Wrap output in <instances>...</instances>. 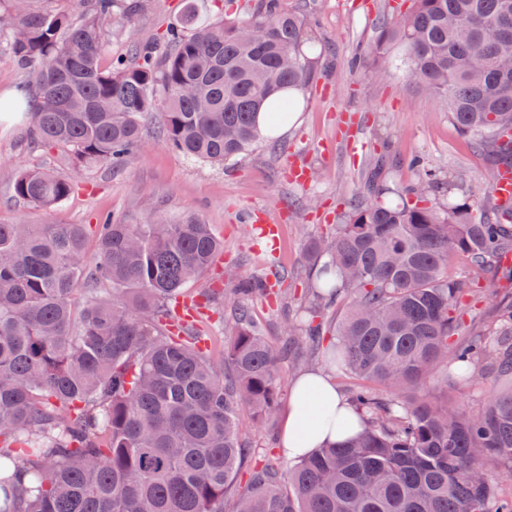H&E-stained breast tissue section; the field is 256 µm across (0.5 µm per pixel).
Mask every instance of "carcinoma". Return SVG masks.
<instances>
[{"mask_svg": "<svg viewBox=\"0 0 512 512\" xmlns=\"http://www.w3.org/2000/svg\"><path fill=\"white\" fill-rule=\"evenodd\" d=\"M37 2L0 0V52L31 73L34 140L83 167L126 165L159 102L173 148L237 161L260 144L257 114L288 120L294 91L319 75L310 18L282 0L211 21L186 0L155 46L132 43L107 69L109 25L143 0H80L78 23ZM366 52L444 98L461 133L512 164V0H409ZM381 166L333 235L308 248L317 294L306 333L326 341L315 319L341 311L327 349L361 381L350 403L364 427L343 445L255 465L236 512H512L479 463L512 473V297L495 302L492 333L459 334L464 301L498 282L512 254V201L458 199L428 168L385 199ZM72 187L50 170L21 168L13 181L43 211ZM436 193L446 202H431ZM223 251L192 211L146 224L106 215L92 261L83 224H0V512H224L248 454L238 413L272 418L285 354L231 296L220 362L203 319L182 320L184 286ZM458 260L462 272L449 273ZM475 364L496 386L484 409L415 394L435 367L453 384Z\"/></svg>", "mask_w": 512, "mask_h": 512, "instance_id": "cac0c4a2", "label": "carcinoma"}]
</instances>
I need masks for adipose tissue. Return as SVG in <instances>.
I'll list each match as a JSON object with an SVG mask.
<instances>
[{
	"mask_svg": "<svg viewBox=\"0 0 512 512\" xmlns=\"http://www.w3.org/2000/svg\"><path fill=\"white\" fill-rule=\"evenodd\" d=\"M361 423L325 371H307L291 384L280 447L288 458L312 454L359 433Z\"/></svg>",
	"mask_w": 512,
	"mask_h": 512,
	"instance_id": "adipose-tissue-1",
	"label": "adipose tissue"
}]
</instances>
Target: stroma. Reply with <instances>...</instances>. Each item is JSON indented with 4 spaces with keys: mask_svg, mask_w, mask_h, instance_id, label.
I'll return each instance as SVG.
<instances>
[{
    "mask_svg": "<svg viewBox=\"0 0 512 512\" xmlns=\"http://www.w3.org/2000/svg\"><path fill=\"white\" fill-rule=\"evenodd\" d=\"M185 0H148L147 7L108 43L100 63L127 53L130 41H155L166 24L177 19ZM286 9L312 12L314 36L321 49V76L303 89L300 117L282 137L259 146L244 159L214 165L183 156L159 135L149 120L140 150L120 170L97 166L74 169L63 150L47 149L31 135V118L0 112V222L4 224H83L87 255L97 253V224L110 215L126 224H143L156 215L179 220L199 213L224 243L213 265L188 286V295L205 288L234 293L240 280L267 281V294L249 299L253 316L273 347L285 341V323L303 324L308 317V285L313 272L307 257L311 242L331 236L338 215L353 192L364 185L375 159L385 157L378 182L385 188L404 187L419 179L412 157L442 171L454 184L456 197L491 193L495 175L487 156L451 122L445 102L423 87L406 82L391 63L351 61L362 45L373 40L379 17L398 18L404 0H283ZM296 164L308 181H289L286 168ZM54 170L71 177L74 189L50 211L31 208L16 198L12 183L19 167ZM279 225L276 258L256 244L253 224L245 212ZM307 363L301 353L283 362L281 397L274 417L254 423L241 411L239 424L250 450L234 492L224 497V512H235L236 495L247 486L251 468L278 447L293 378ZM445 370L436 367L425 392L448 397L459 410H482L492 390L479 377L448 385Z\"/></svg>",
    "mask_w": 512,
    "mask_h": 512,
    "instance_id": "35a3bbf8",
    "label": "stroma"
}]
</instances>
